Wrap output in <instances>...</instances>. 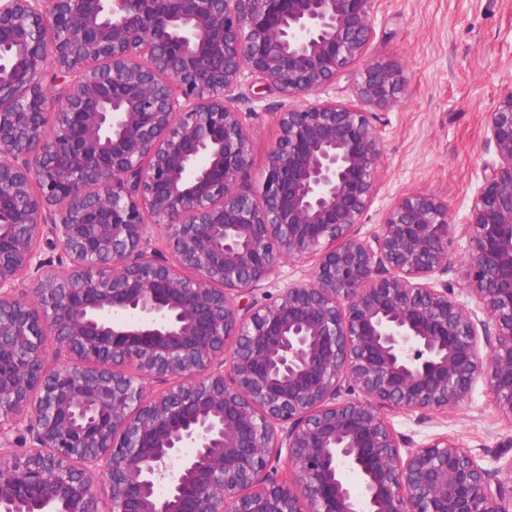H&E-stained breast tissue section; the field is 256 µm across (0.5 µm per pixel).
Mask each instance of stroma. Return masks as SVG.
<instances>
[{"instance_id":"stroma-1","label":"stroma","mask_w":512,"mask_h":512,"mask_svg":"<svg viewBox=\"0 0 512 512\" xmlns=\"http://www.w3.org/2000/svg\"><path fill=\"white\" fill-rule=\"evenodd\" d=\"M374 39L366 58L396 65L404 78L397 104L382 108L384 156L377 197L359 228L378 231L401 197L432 193L462 224L488 154L486 116L512 86V0H376ZM251 102L244 121L250 132L249 183L259 187L267 153L277 138V93L244 81ZM393 429L412 445L448 435L501 470L498 455L512 457V421L477 381L465 404L441 414H395Z\"/></svg>"}]
</instances>
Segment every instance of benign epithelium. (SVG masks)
<instances>
[{
  "instance_id": "obj_1",
  "label": "benign epithelium",
  "mask_w": 512,
  "mask_h": 512,
  "mask_svg": "<svg viewBox=\"0 0 512 512\" xmlns=\"http://www.w3.org/2000/svg\"><path fill=\"white\" fill-rule=\"evenodd\" d=\"M373 4L0 0V512H512L511 480L389 420L479 379L512 419V86L469 308L435 195L359 237L403 84L365 61ZM361 61L356 103L320 98ZM249 75L282 98L258 195ZM288 260L307 277L255 301Z\"/></svg>"
}]
</instances>
